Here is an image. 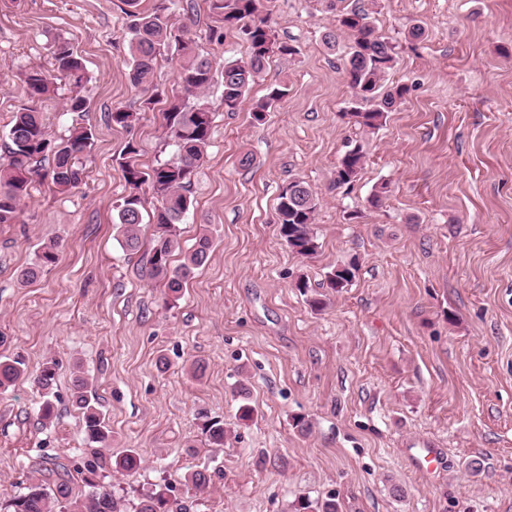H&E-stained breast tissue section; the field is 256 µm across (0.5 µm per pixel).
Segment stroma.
<instances>
[{
  "mask_svg": "<svg viewBox=\"0 0 512 512\" xmlns=\"http://www.w3.org/2000/svg\"><path fill=\"white\" fill-rule=\"evenodd\" d=\"M161 2L173 27L211 53L214 72L211 144L181 224L183 249L206 232L214 250L171 305L139 255L119 246L116 205L127 142L145 168L174 152L163 114L177 54L164 52L152 85L135 88L123 0H0V154L26 100L25 72L51 69L61 40L89 72L84 121L95 130L76 188L35 185L17 223L0 224V358L22 357L32 372L57 364L51 425L30 381L0 393V500L33 477L55 486L79 466L80 375L112 432L105 457L141 456L137 472L105 480L123 512L161 485L190 512H296L329 497L342 512H512V0H263L296 53L272 55L235 112L224 109L223 67L246 57V43L232 31L210 43L208 0L138 7ZM355 4L397 47L389 83L409 88L369 133L342 117L348 39L333 51L321 41ZM415 24L422 39L408 34ZM282 80L287 97L252 124V104ZM69 95L61 79L41 104L51 140L73 122ZM148 98L155 104L134 128L109 122ZM352 139L365 165L339 188ZM296 178L318 198L310 259L276 222L278 195ZM50 242L58 262L21 284L18 269ZM353 260V283L312 308L297 281L319 289ZM241 386L254 409L246 423L236 416ZM204 414L223 420V447L205 445ZM426 441L441 450L430 481L407 456ZM196 470L215 475L205 492L186 482Z\"/></svg>",
  "mask_w": 512,
  "mask_h": 512,
  "instance_id": "stroma-1",
  "label": "stroma"
}]
</instances>
